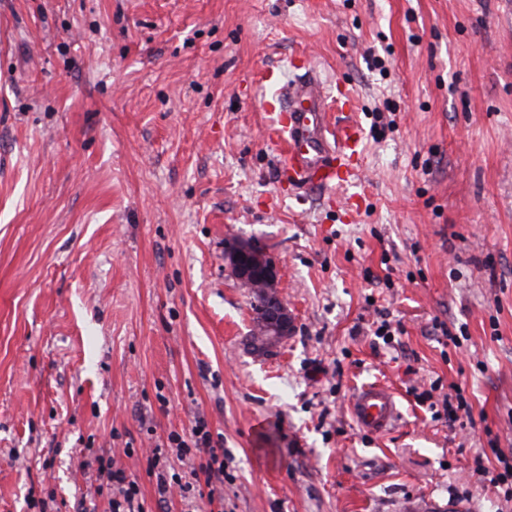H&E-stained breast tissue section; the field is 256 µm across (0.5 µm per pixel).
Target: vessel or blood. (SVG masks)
I'll return each instance as SVG.
<instances>
[{
    "instance_id": "1",
    "label": "vessel or blood",
    "mask_w": 512,
    "mask_h": 512,
    "mask_svg": "<svg viewBox=\"0 0 512 512\" xmlns=\"http://www.w3.org/2000/svg\"><path fill=\"white\" fill-rule=\"evenodd\" d=\"M281 108L287 123H276L269 136L282 146V172L300 187L337 190L348 185L357 170L352 159L358 154L362 130L356 125L332 123L322 85L307 78L289 87ZM356 424L383 433L398 418L394 392L381 383L360 387L351 400Z\"/></svg>"
}]
</instances>
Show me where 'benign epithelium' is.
<instances>
[{
    "instance_id": "benign-epithelium-1",
    "label": "benign epithelium",
    "mask_w": 512,
    "mask_h": 512,
    "mask_svg": "<svg viewBox=\"0 0 512 512\" xmlns=\"http://www.w3.org/2000/svg\"><path fill=\"white\" fill-rule=\"evenodd\" d=\"M224 263L242 287L265 298L254 322L257 340L251 350L259 355L273 352L295 332V316L281 296L273 261L252 243L236 239L225 246Z\"/></svg>"
}]
</instances>
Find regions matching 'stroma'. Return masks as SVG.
Here are the masks:
<instances>
[{"instance_id":"1","label":"stroma","mask_w":512,"mask_h":512,"mask_svg":"<svg viewBox=\"0 0 512 512\" xmlns=\"http://www.w3.org/2000/svg\"><path fill=\"white\" fill-rule=\"evenodd\" d=\"M309 72L362 129L342 190L290 188L267 136ZM234 237L296 317L268 356ZM454 384L459 421L417 397ZM198 415L212 512H512L474 465L512 456V0H0V512H109L106 449L180 512L144 450ZM351 412L356 424L374 433H384L397 421L395 393L381 383L363 385L351 400Z\"/></svg>"}]
</instances>
